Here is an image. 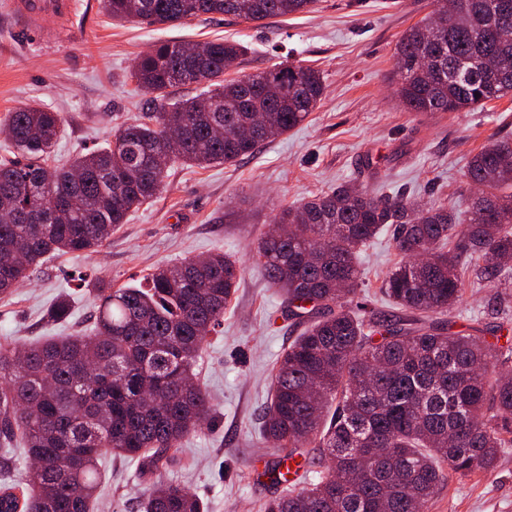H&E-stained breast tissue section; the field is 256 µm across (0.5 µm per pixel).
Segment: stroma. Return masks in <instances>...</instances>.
<instances>
[{"label":"stroma","instance_id":"obj_1","mask_svg":"<svg viewBox=\"0 0 512 512\" xmlns=\"http://www.w3.org/2000/svg\"><path fill=\"white\" fill-rule=\"evenodd\" d=\"M433 0H316L307 13L259 23L203 15L180 25L112 20L102 0H71L69 9L30 18L17 0H0V122L40 105L58 112L54 153L68 162L104 146L118 128L144 118L152 95L130 78L134 59L156 42L224 39L247 48L237 75L284 61L321 71L324 94L298 127L230 164H174L162 192L130 210L98 252L46 258L12 295L0 298V343L23 345L83 336L93 327L99 288L139 284L161 265L221 251L242 270L239 286L211 333L195 372L207 390L210 419L187 436L169 479L199 497L207 512H262L280 486L265 477L277 456L261 428L271 375L303 328L254 264L257 241L287 205L353 183L376 195L404 194L465 213L469 158L494 138L512 140V94L459 112H408L391 84L398 37L430 14ZM399 259L392 230L359 255L363 286L355 303L391 311L381 292ZM496 283L467 287L440 322L454 330L512 339V319L497 324L482 311ZM67 297L72 316L49 322ZM97 512H139L149 487L135 461L105 456ZM428 512H512V447L495 470L453 475Z\"/></svg>","mask_w":512,"mask_h":512}]
</instances>
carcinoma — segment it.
Listing matches in <instances>:
<instances>
[{
  "instance_id": "1",
  "label": "carcinoma",
  "mask_w": 512,
  "mask_h": 512,
  "mask_svg": "<svg viewBox=\"0 0 512 512\" xmlns=\"http://www.w3.org/2000/svg\"><path fill=\"white\" fill-rule=\"evenodd\" d=\"M433 14L395 48L392 82L409 112H456L512 94V0H435ZM315 0H103L115 21L176 24L203 14L246 22L311 11ZM235 41L195 51L164 40L137 57L131 77L156 94L148 121L69 166L50 163L57 112L20 107L3 122L0 295L49 254L101 246L128 212L156 196L168 164L204 168L250 156L319 104V71L275 63L228 78L244 55ZM193 97L169 100L179 85ZM479 187L466 223L446 204L338 185L284 208L252 259L291 315L313 321L282 353L262 421L287 483L264 512H424L449 475L495 467L512 447V349L459 334L431 318L452 310L466 280L497 281L484 313L512 314V141L471 156ZM394 227L401 259L382 292L411 314L360 315L363 247ZM242 270L222 253L158 267L146 285L97 289L91 336L0 345V439L38 465L0 485V512H93L106 451L155 477L144 512H203L162 471L207 421L211 405L194 367L224 319ZM316 443L321 457H307ZM292 461L298 479L276 476Z\"/></svg>"
}]
</instances>
